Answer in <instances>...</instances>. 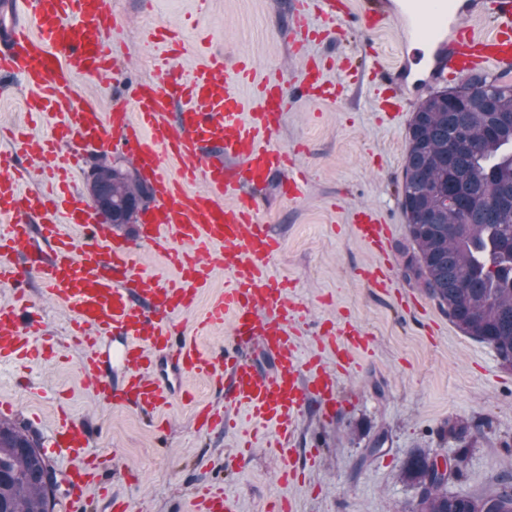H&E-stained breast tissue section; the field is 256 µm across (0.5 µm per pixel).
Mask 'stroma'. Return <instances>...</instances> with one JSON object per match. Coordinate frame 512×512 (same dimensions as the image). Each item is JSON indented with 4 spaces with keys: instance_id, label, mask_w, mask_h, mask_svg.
<instances>
[{
    "instance_id": "obj_1",
    "label": "stroma",
    "mask_w": 512,
    "mask_h": 512,
    "mask_svg": "<svg viewBox=\"0 0 512 512\" xmlns=\"http://www.w3.org/2000/svg\"><path fill=\"white\" fill-rule=\"evenodd\" d=\"M300 0H108L119 23L108 38L125 53L115 72L75 85L101 111L115 99L157 77L153 50L143 31L155 23L176 29L184 43L179 64L184 72L217 54L228 64L249 59L257 78L280 76L294 99L273 142L294 157L309 179L302 197L280 193L281 175L266 189L262 220L279 239L270 262L272 278L286 282L290 301L304 319L298 355L320 357L334 370L335 355L315 337L323 324L360 325L369 349L360 368L336 379L339 404L331 417L310 405L302 422L299 451L315 447L320 456L306 483L283 478L278 453L257 443L236 458L238 435L199 428L197 413L226 403L223 386L200 375L188 396H175L154 413L102 403L69 348L70 314L48 297L36 309L60 345L48 359L0 370V402L10 415L31 421L47 439L60 414L87 421L92 453L103 463L111 498L124 500L128 512H193L198 491L223 488L235 512H268L290 505L292 512H410L418 490L399 477L416 451L455 454L458 444L448 424L469 425L478 442L450 480L452 495L479 497L512 483V370L501 366L490 346L465 336L435 301L404 276L405 251L411 248L398 187L403 179L411 110L410 97L400 116L380 111L382 69L394 59L396 28L368 30L360 21L361 0H346L349 15L339 28H325L317 13L309 22L324 36L303 52L284 38ZM324 67V76L342 82L336 103L298 96L307 58ZM31 91L17 76L0 75V158L9 157L12 134L39 135L55 126L51 113L26 111ZM375 210L392 226L387 261L395 286L383 293L365 275L379 259L356 236L352 214ZM212 275L192 307L172 320L201 350L218 353L230 326L207 333L196 323L224 291L229 278L220 249L210 257Z\"/></svg>"
}]
</instances>
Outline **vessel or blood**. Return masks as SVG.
<instances>
[{"instance_id":"b4317fda","label":"vessel or blood","mask_w":512,"mask_h":512,"mask_svg":"<svg viewBox=\"0 0 512 512\" xmlns=\"http://www.w3.org/2000/svg\"><path fill=\"white\" fill-rule=\"evenodd\" d=\"M0 11L11 17L0 28V73L24 76L32 92L28 111L61 117L50 133L19 135L15 158L0 159V288L13 296L0 304V365L52 351L53 338L30 297L38 290L71 312L82 369L101 401H132L154 412L181 393L189 375L223 373L232 405L260 425H274L273 445L287 457L289 474H296V441L309 404L335 406L334 374L357 369L354 353L364 342L354 327L331 326L318 341L335 350V372L316 359L300 362L295 325L302 308L289 302L284 283L268 275L280 242L262 222L259 193L275 173L283 174L288 198L304 190L302 177L290 174L291 156L271 143L290 104L280 79H264L253 108H246L236 87L249 78L248 63L231 71L212 56L183 73L174 64L182 42L158 25L147 35L162 50L158 80L135 87L125 102L103 112L80 96L75 79L114 67L107 0H0ZM485 14L497 19L496 29L484 33L466 25V18ZM361 19L369 29L399 28L390 78L401 88L426 92L448 78L485 70L512 77V0H367ZM414 42L433 49L418 72L411 69ZM306 72L301 93L329 102L341 95L342 85L324 80L316 61ZM64 142L72 151H61ZM85 144L122 151L153 183L141 245L163 249L175 277L144 273L138 247L109 235L94 206L72 189L68 172L81 162L77 148ZM167 156L179 163V178L165 171ZM30 167L48 189L21 192ZM189 181L203 183V190H187ZM355 229L370 250L384 251L390 227L374 210H358ZM217 245L230 278L204 321H231L232 333L223 352L210 355L180 336L169 317L189 309L206 287ZM160 360L167 370L158 376ZM87 446L80 420L63 419L50 439L51 455L75 462L66 512H86L87 492L97 480ZM195 509L234 512L220 491L199 495Z\"/></svg>"}]
</instances>
